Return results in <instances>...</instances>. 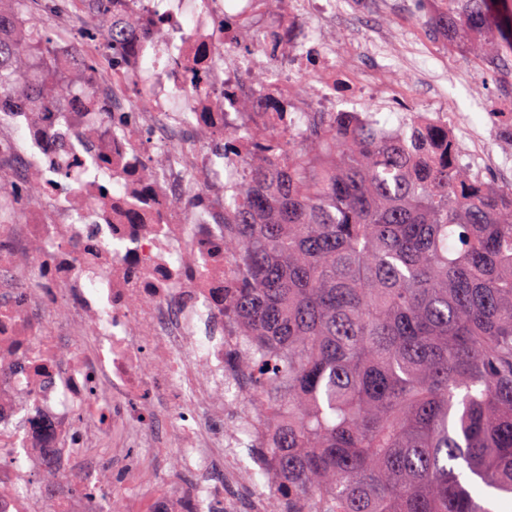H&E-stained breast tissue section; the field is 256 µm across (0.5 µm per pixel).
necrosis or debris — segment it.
Returning <instances> with one entry per match:
<instances>
[{
	"label": "necrosis or debris",
	"instance_id": "necrosis-or-debris-1",
	"mask_svg": "<svg viewBox=\"0 0 512 512\" xmlns=\"http://www.w3.org/2000/svg\"><path fill=\"white\" fill-rule=\"evenodd\" d=\"M339 0H113L134 32L112 67L78 63L94 37L62 22L61 68L85 93L0 101V512H87L120 470L119 512H267L245 474L277 481L273 432L249 395L247 339L224 299L242 273L225 204L264 143L346 105L406 96L337 67ZM268 75L257 85L256 73ZM311 80L312 95L298 94ZM478 171L512 174L488 129L432 112ZM23 131L15 140L14 131ZM169 459L156 473L149 458Z\"/></svg>",
	"mask_w": 512,
	"mask_h": 512
}]
</instances>
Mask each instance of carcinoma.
Wrapping results in <instances>:
<instances>
[{"label": "carcinoma", "instance_id": "1", "mask_svg": "<svg viewBox=\"0 0 512 512\" xmlns=\"http://www.w3.org/2000/svg\"><path fill=\"white\" fill-rule=\"evenodd\" d=\"M0 9V99L84 93L43 33ZM99 19L96 42L132 32L112 0H41ZM463 4L489 33L471 52L512 59V0ZM229 197L241 287L231 296L251 380L274 430L270 495L307 512H494L512 502V188H488L427 134L382 139L336 126L249 163Z\"/></svg>", "mask_w": 512, "mask_h": 512}]
</instances>
